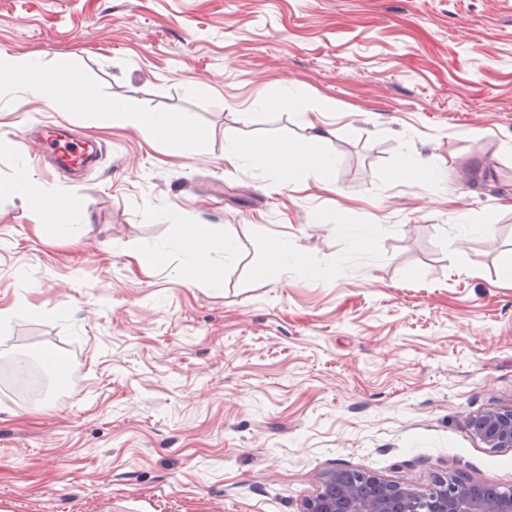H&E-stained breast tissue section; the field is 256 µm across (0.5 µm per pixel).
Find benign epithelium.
<instances>
[{
  "instance_id": "7a95c632",
  "label": "benign epithelium",
  "mask_w": 512,
  "mask_h": 512,
  "mask_svg": "<svg viewBox=\"0 0 512 512\" xmlns=\"http://www.w3.org/2000/svg\"><path fill=\"white\" fill-rule=\"evenodd\" d=\"M469 427L487 448H512V406L480 411L470 417ZM463 488L453 477L426 491L368 472L338 469L302 501L300 512H512L509 491L490 485L486 496L475 501L462 495Z\"/></svg>"
}]
</instances>
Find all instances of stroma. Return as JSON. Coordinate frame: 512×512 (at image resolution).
Returning <instances> with one entry per match:
<instances>
[{"instance_id": "stroma-1", "label": "stroma", "mask_w": 512, "mask_h": 512, "mask_svg": "<svg viewBox=\"0 0 512 512\" xmlns=\"http://www.w3.org/2000/svg\"><path fill=\"white\" fill-rule=\"evenodd\" d=\"M22 54L189 137L0 85V366L73 375L30 404L0 386V512H299L336 469L512 488V448L468 428L512 405V0H0V58ZM273 85L306 115L261 107ZM39 120L102 141L97 170H41L17 137ZM268 140L332 177L227 163ZM21 169L71 237L10 191ZM185 224L216 281L178 277ZM282 238L310 275L273 270ZM150 133L158 138H174L182 135V129L178 125L175 128L171 118L164 113H156L148 120Z\"/></svg>"}]
</instances>
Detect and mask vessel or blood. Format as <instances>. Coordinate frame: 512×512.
I'll return each instance as SVG.
<instances>
[{"label": "vessel or blood", "mask_w": 512, "mask_h": 512, "mask_svg": "<svg viewBox=\"0 0 512 512\" xmlns=\"http://www.w3.org/2000/svg\"><path fill=\"white\" fill-rule=\"evenodd\" d=\"M19 138L23 143L34 145L38 154L48 157L55 168L75 177L82 176L94 166L101 153V148L95 141L68 133L52 122L44 124L36 131L22 128Z\"/></svg>", "instance_id": "1"}]
</instances>
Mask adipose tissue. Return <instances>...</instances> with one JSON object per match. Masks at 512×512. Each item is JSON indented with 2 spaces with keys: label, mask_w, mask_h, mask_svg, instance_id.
Segmentation results:
<instances>
[{
  "label": "adipose tissue",
  "mask_w": 512,
  "mask_h": 512,
  "mask_svg": "<svg viewBox=\"0 0 512 512\" xmlns=\"http://www.w3.org/2000/svg\"><path fill=\"white\" fill-rule=\"evenodd\" d=\"M38 62L30 57H11L0 64V83H19L27 97L35 99L49 98L53 90L39 75ZM68 99L71 106L79 111L93 112L97 115L124 125L147 123L150 132L158 138L181 136V128L175 127L171 118L163 113L144 117L139 105L129 101L114 107L101 102L88 88L79 82H72ZM233 163L247 162L256 168L264 167L268 162H278L286 171L290 180L304 178L309 168L327 173L333 170L335 158L331 153H316L313 160H305L288 145L278 141H267L253 147L244 156H233ZM211 235L201 224L184 225L179 242L181 252L180 275L186 282L192 283L201 277L212 275L213 270L207 263L208 246Z\"/></svg>",
  "instance_id": "ef3b65f1"
}]
</instances>
